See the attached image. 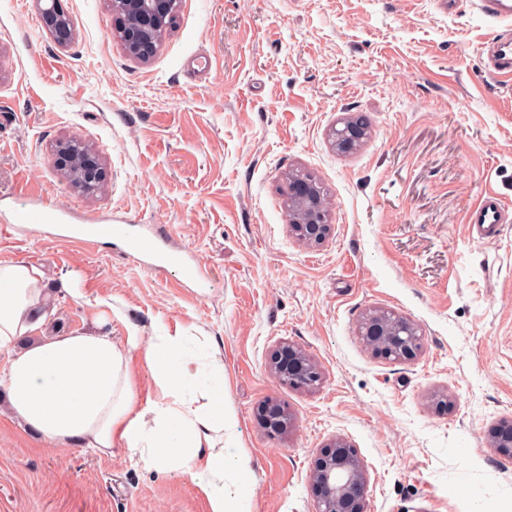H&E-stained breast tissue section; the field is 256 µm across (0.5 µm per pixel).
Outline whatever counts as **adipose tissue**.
<instances>
[{"mask_svg": "<svg viewBox=\"0 0 512 512\" xmlns=\"http://www.w3.org/2000/svg\"><path fill=\"white\" fill-rule=\"evenodd\" d=\"M41 272L25 262L0 264V388L10 412L52 444L77 442L101 453L123 442L151 468L199 471L210 512H249L248 461L232 454L225 435L236 424L224 408L220 367L203 369L179 336H159L145 352L160 400L134 406L128 376L129 338L120 347L106 334L70 332L16 350L41 323ZM207 385L209 403L191 391Z\"/></svg>", "mask_w": 512, "mask_h": 512, "instance_id": "adipose-tissue-1", "label": "adipose tissue"}]
</instances>
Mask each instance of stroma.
<instances>
[{"label": "stroma", "instance_id": "1", "mask_svg": "<svg viewBox=\"0 0 512 512\" xmlns=\"http://www.w3.org/2000/svg\"><path fill=\"white\" fill-rule=\"evenodd\" d=\"M58 44L36 0H0V218L39 194L88 216L164 224L211 285L146 271L111 240L0 235V261L43 273L44 330L106 333L130 353L137 403L158 388L143 349L179 336L224 368L234 452L250 512H316L312 464L354 449L366 512H512V459L491 443L512 420V223L487 242L465 216L486 193L512 209V73L487 68L507 26L474 0H181L145 63L128 56L108 0H59ZM367 134L336 149L332 129ZM79 138L107 169L83 194L54 163ZM329 201L321 244L289 227L288 178ZM68 290H61V282ZM385 310L415 323L414 358L376 354L358 333ZM306 353L311 388L271 369ZM288 414L277 433L261 409ZM0 512H209L192 476L124 446L47 447L0 416ZM271 368L276 376L290 385L310 380L315 384L319 380V371L315 363L300 349L288 345L277 350L272 359Z\"/></svg>", "mask_w": 512, "mask_h": 512}]
</instances>
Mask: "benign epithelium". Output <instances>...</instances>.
Returning <instances> with one entry per match:
<instances>
[{"label": "benign epithelium", "mask_w": 512, "mask_h": 512, "mask_svg": "<svg viewBox=\"0 0 512 512\" xmlns=\"http://www.w3.org/2000/svg\"><path fill=\"white\" fill-rule=\"evenodd\" d=\"M43 25L58 43L71 40L68 19L60 12L57 0H39ZM112 11L119 18L122 43L129 56L149 60L157 43L171 27L178 7L176 0H111ZM365 135V128L353 119L333 130L336 147L342 152L353 150ZM57 168L87 193H95L105 182V170L98 155L79 139H69L57 145ZM292 206L290 227L308 243H322L330 232V224L320 206L321 190L313 180L293 177L288 184ZM360 335L377 353L397 360L413 358L420 349L417 328L408 320L387 311H374L362 320ZM271 368L282 381L297 385L319 380L315 363L300 349L288 345L277 350ZM267 428L280 431L287 425V416L274 401L262 408ZM494 447L505 457L512 458V423L493 433ZM313 489L317 512H365V477L355 452L346 443L337 441L327 448L313 466Z\"/></svg>", "instance_id": "benign-epithelium-1"}]
</instances>
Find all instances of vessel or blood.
<instances>
[{"mask_svg":"<svg viewBox=\"0 0 512 512\" xmlns=\"http://www.w3.org/2000/svg\"><path fill=\"white\" fill-rule=\"evenodd\" d=\"M478 8L489 18L512 22V0H479ZM490 61L496 70L512 69V38L501 37L491 43ZM511 220L512 213L501 199L486 194L467 214L469 236L474 241H483L496 236L502 224ZM20 224L51 225L55 236L60 238L84 241L110 238L147 270L162 272L176 268L183 279L200 287L210 281L207 266L200 259L186 258L173 247L163 224H149L135 232L124 217H81L73 211L53 213L51 205L43 198L34 199L29 208L0 221V234L13 231Z\"/></svg>","mask_w":512,"mask_h":512,"instance_id":"b4317fda","label":"vessel or blood"}]
</instances>
